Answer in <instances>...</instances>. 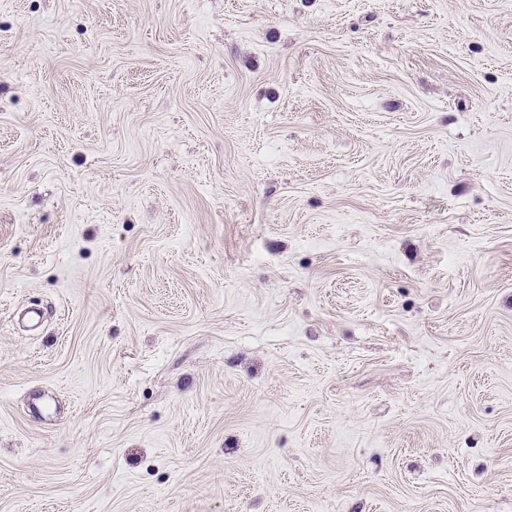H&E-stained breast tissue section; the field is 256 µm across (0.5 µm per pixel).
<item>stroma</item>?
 <instances>
[{
	"label": "stroma",
	"mask_w": 512,
	"mask_h": 512,
	"mask_svg": "<svg viewBox=\"0 0 512 512\" xmlns=\"http://www.w3.org/2000/svg\"><path fill=\"white\" fill-rule=\"evenodd\" d=\"M0 512H512V0H0Z\"/></svg>",
	"instance_id": "stroma-1"
}]
</instances>
